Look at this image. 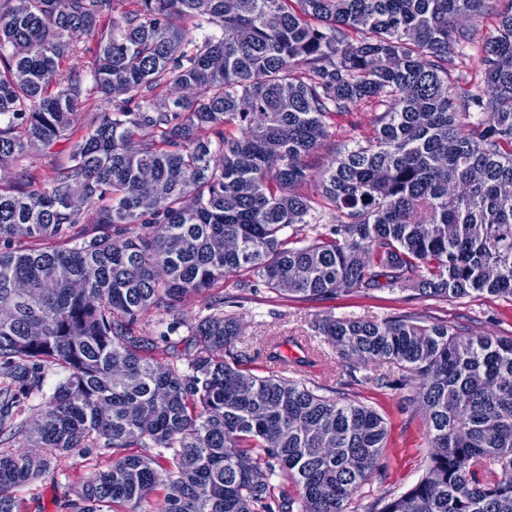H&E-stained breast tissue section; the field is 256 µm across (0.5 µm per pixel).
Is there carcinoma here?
Instances as JSON below:
<instances>
[{
    "label": "carcinoma",
    "instance_id": "1",
    "mask_svg": "<svg viewBox=\"0 0 512 512\" xmlns=\"http://www.w3.org/2000/svg\"><path fill=\"white\" fill-rule=\"evenodd\" d=\"M481 46L483 88L452 79L490 0H0V159L77 134L75 108L109 107L69 164L34 186L0 181V512L16 488L96 441L112 463L79 512H348L381 466L385 419L292 375L316 365L270 345L242 369V320L208 314L154 356L140 321L248 272L240 288L334 300L414 290L512 300V0ZM92 46L81 45L83 37ZM371 101V129L317 177L336 223L302 191L336 114ZM103 232L77 242L76 224ZM154 228L134 238L121 227ZM350 377L402 371L425 419L424 474L371 512H512V337L427 324L316 318ZM63 378L35 426L21 402ZM130 448H155L135 454ZM283 473L298 497L274 492Z\"/></svg>",
    "mask_w": 512,
    "mask_h": 512
}]
</instances>
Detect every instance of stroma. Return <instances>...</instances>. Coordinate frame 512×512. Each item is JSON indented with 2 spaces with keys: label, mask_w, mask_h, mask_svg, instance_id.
I'll use <instances>...</instances> for the list:
<instances>
[{
  "label": "stroma",
  "mask_w": 512,
  "mask_h": 512,
  "mask_svg": "<svg viewBox=\"0 0 512 512\" xmlns=\"http://www.w3.org/2000/svg\"><path fill=\"white\" fill-rule=\"evenodd\" d=\"M373 117L367 106L336 116L330 123L325 147L310 160L312 173H319L338 153L351 147L360 134L369 130ZM71 150V142L62 140L48 153L6 161L0 165V173L10 176L28 167L42 182L51 176L53 168L67 162ZM213 291L241 299L236 312L243 319L244 336L237 349L245 368L259 375L266 373L265 339L269 336L283 337L281 350L292 358L300 356L302 347L314 348L318 353L317 364L303 375L307 386L322 387L330 397L353 396L385 418L389 436L382 467L377 476L356 493L353 501L356 512H367L368 506L378 498L401 493L420 479L429 453L425 424L417 406L407 402V390L379 388L370 383L346 386L343 369L332 348L309 327L315 316L332 314L341 318L379 319L414 315L477 332L512 335V301L488 294L440 301L422 299L412 291L384 288L366 295H343L326 302L283 301L265 288L242 290L235 275L225 277ZM111 461V449H83L61 457L47 473L17 488L15 495L23 504V512H77L75 502L79 487L96 471L108 467Z\"/></svg>",
  "instance_id": "1"
}]
</instances>
